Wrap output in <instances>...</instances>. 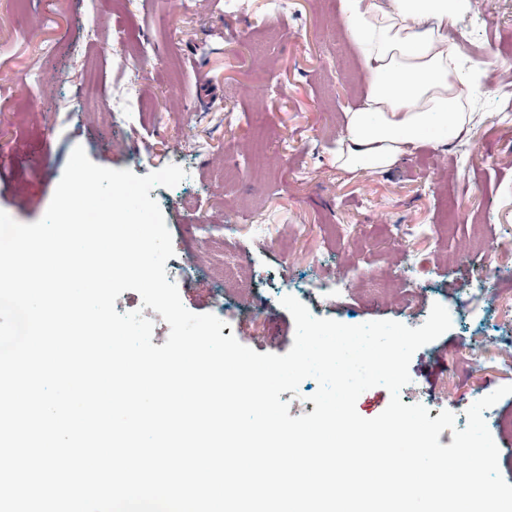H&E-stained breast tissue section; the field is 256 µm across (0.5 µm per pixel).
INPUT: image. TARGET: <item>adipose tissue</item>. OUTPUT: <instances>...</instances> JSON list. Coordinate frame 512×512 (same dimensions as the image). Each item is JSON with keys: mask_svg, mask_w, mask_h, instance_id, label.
I'll list each match as a JSON object with an SVG mask.
<instances>
[{"mask_svg": "<svg viewBox=\"0 0 512 512\" xmlns=\"http://www.w3.org/2000/svg\"><path fill=\"white\" fill-rule=\"evenodd\" d=\"M469 8L470 0H345L342 24L361 49L368 89L344 114L337 165L384 171L425 140L444 146L466 132L448 26Z\"/></svg>", "mask_w": 512, "mask_h": 512, "instance_id": "ef3b65f1", "label": "adipose tissue"}]
</instances>
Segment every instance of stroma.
Masks as SVG:
<instances>
[{"mask_svg":"<svg viewBox=\"0 0 512 512\" xmlns=\"http://www.w3.org/2000/svg\"><path fill=\"white\" fill-rule=\"evenodd\" d=\"M0 0V210L21 223L45 214L75 147L95 164L144 176L182 148L187 176L156 187L175 261L200 244L230 250L250 276L274 286L300 284L296 298L318 318L347 325L395 320L415 328L433 304L500 310L486 335L458 326L419 348L406 404L429 418L454 413L465 428L470 400L512 384V250L500 253L499 279L477 288L479 255L462 258L473 223L512 240V111L485 69L473 87L469 131L445 147L426 141L386 171L347 172L334 155L344 113L366 88V72L339 25L341 0ZM146 45L148 59L122 70L102 55L115 25ZM96 28L98 42L88 41ZM467 41L461 57L479 62L512 46V0H471L449 26ZM132 81L142 100L128 125L112 123L105 101L114 80ZM202 225L191 233V225ZM418 224L438 236H414ZM418 264L406 298L362 288L338 298L311 287L339 270L369 281L394 277L403 250ZM183 305L224 321V335L259 353L285 354L295 336L279 301L257 297L221 308L216 279H177ZM261 326H254L251 310ZM482 363L472 366V349Z\"/></svg>","mask_w":512,"mask_h":512,"instance_id":"1","label":"stroma"}]
</instances>
